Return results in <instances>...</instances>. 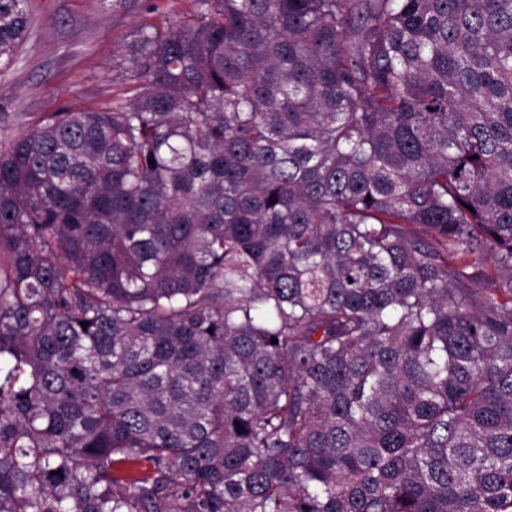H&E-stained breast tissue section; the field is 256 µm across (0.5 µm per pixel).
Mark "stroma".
I'll return each mask as SVG.
<instances>
[{"mask_svg": "<svg viewBox=\"0 0 512 512\" xmlns=\"http://www.w3.org/2000/svg\"><path fill=\"white\" fill-rule=\"evenodd\" d=\"M33 22L11 69L0 76V112L29 121L64 106L96 107L132 97L120 49L145 19H174L190 0H30Z\"/></svg>", "mask_w": 512, "mask_h": 512, "instance_id": "obj_1", "label": "stroma"}]
</instances>
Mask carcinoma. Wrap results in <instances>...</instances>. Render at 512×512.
<instances>
[{
	"label": "carcinoma",
	"instance_id": "carcinoma-1",
	"mask_svg": "<svg viewBox=\"0 0 512 512\" xmlns=\"http://www.w3.org/2000/svg\"><path fill=\"white\" fill-rule=\"evenodd\" d=\"M123 60L0 113V512H512V0H192Z\"/></svg>",
	"mask_w": 512,
	"mask_h": 512
}]
</instances>
